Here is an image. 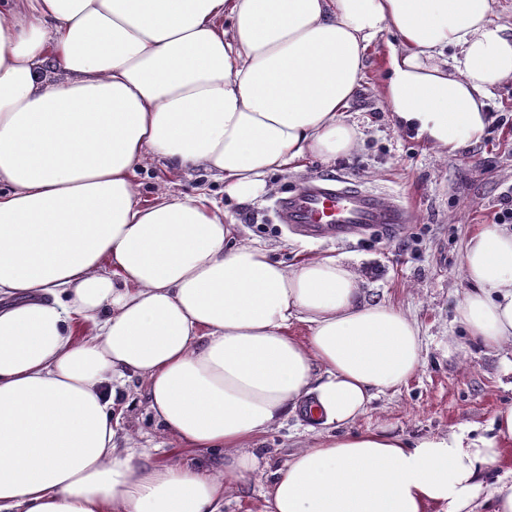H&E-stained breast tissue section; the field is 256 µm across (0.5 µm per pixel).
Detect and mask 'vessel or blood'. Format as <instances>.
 <instances>
[{
	"label": "vessel or blood",
	"instance_id": "1",
	"mask_svg": "<svg viewBox=\"0 0 512 512\" xmlns=\"http://www.w3.org/2000/svg\"><path fill=\"white\" fill-rule=\"evenodd\" d=\"M275 210L283 223L317 239L341 238L362 227H392L409 221L401 205L344 178L317 179L278 198Z\"/></svg>",
	"mask_w": 512,
	"mask_h": 512
}]
</instances>
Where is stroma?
I'll return each mask as SVG.
<instances>
[{"instance_id":"35a3bbf8","label":"stroma","mask_w":512,"mask_h":512,"mask_svg":"<svg viewBox=\"0 0 512 512\" xmlns=\"http://www.w3.org/2000/svg\"><path fill=\"white\" fill-rule=\"evenodd\" d=\"M386 42L382 36L370 47L368 70L352 104L363 137L350 160L325 164L305 159L298 168L272 174L268 195L244 203L226 198L223 181L209 172L175 170L153 157L145 159L134 182L145 201L166 190L207 193L233 215L241 241L267 245L286 263L347 259L368 298L388 301L417 321L427 343L423 369L406 387L375 398L356 429L388 425L411 439L461 426L481 432L497 409L512 405V373H505L500 358L473 348L449 357L448 342L465 339L453 321L452 303L468 287L462 271L467 237L482 224L512 225V216L504 214V196L512 190V85L489 97L493 120L479 143L442 154L393 127L381 95ZM336 175L400 200L411 213L410 223L392 232L365 228L336 241L304 238L279 222L277 197L307 181ZM120 407L130 445L155 448L160 460L176 457L177 448L147 408L143 381L132 380ZM312 442L297 412L266 434L259 454L275 467ZM269 478L268 469L259 470L225 493L222 512H266L263 492Z\"/></svg>"}]
</instances>
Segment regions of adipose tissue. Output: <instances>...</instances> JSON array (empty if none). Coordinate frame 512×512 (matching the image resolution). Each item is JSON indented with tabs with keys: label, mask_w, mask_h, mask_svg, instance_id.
Wrapping results in <instances>:
<instances>
[{
	"label": "adipose tissue",
	"mask_w": 512,
	"mask_h": 512,
	"mask_svg": "<svg viewBox=\"0 0 512 512\" xmlns=\"http://www.w3.org/2000/svg\"><path fill=\"white\" fill-rule=\"evenodd\" d=\"M386 33L395 127L479 143L512 81L493 0H0V512H220L301 407L315 440L272 471L267 512H512V475L482 480L512 405L485 434L354 430L426 342L350 263L284 264L208 195L135 189L149 156L240 202L300 160L351 158ZM462 264L453 319L512 370V228L480 225ZM136 377L188 456L119 445Z\"/></svg>",
	"instance_id": "adipose-tissue-1"
}]
</instances>
